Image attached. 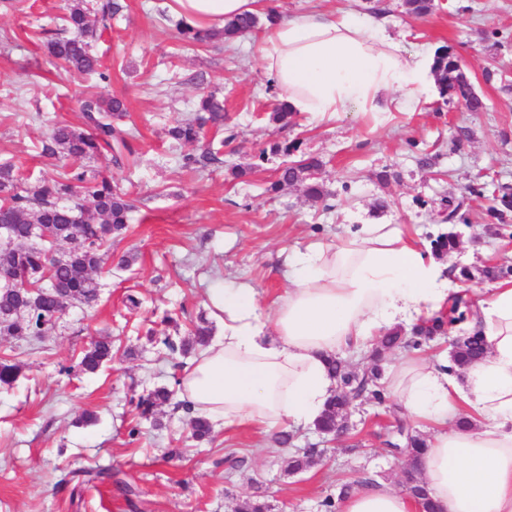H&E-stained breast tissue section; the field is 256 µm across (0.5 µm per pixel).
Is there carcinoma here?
<instances>
[{"label": "carcinoma", "instance_id": "1", "mask_svg": "<svg viewBox=\"0 0 512 512\" xmlns=\"http://www.w3.org/2000/svg\"><path fill=\"white\" fill-rule=\"evenodd\" d=\"M122 10L119 0H71L64 18L69 36L55 37L47 42L50 55L66 71L95 75L105 81L108 75L101 70L98 58L92 53V43L97 39L98 25L106 24ZM158 15L168 22L188 43L199 44L217 38L232 41L264 26L260 16L251 14L227 22L220 31L197 28L182 18H174L164 8H157ZM435 74L439 93L448 100L464 104L471 112L483 109L484 103L476 93L459 57L448 47L435 52ZM125 117L123 102L118 98L98 95L80 100V125L56 124L43 144V153L49 157L63 156L68 166L53 182L26 183L18 175V167L5 162L0 164V224L10 226V239L0 242V336L32 338L44 336L74 303L91 305L98 300L101 283L98 274L112 260V238L127 228L129 215L134 209L128 193L106 177L98 179L88 175L82 160L106 152L115 165L123 164L125 156L134 154V146L126 132L114 124ZM224 121V104L212 94L200 97L193 117L168 130L176 142L194 146L200 141L208 125L219 127ZM220 151L211 148L197 155H181V166L192 168L206 161H218ZM323 166L313 156H303L292 161L278 173L273 188L280 189L295 183L304 185L306 195L313 200L324 198L318 175ZM489 211L504 221L512 214V193L495 195ZM39 224H54L60 228L58 242L69 244L64 249V261L56 264L47 257L45 247L34 243V233ZM458 245L457 234L450 230L439 234L433 241L434 252L446 255ZM512 268L503 264L486 265L473 270L467 266L459 271L465 281L475 279V274L494 280L507 275ZM464 299L456 297L448 310V318H433L421 325L420 333L426 339L445 332V326L464 318L460 305ZM211 335L209 328L198 326L192 336L174 342L164 338L171 353L187 355L197 346H203ZM486 354L484 337L476 334L462 340L453 353L454 364L459 368L481 361ZM112 361V341L102 337L91 343L82 358L88 372H95ZM329 366L336 382L347 386L353 398L370 402L385 401L382 369L375 364L366 373H354L345 362L334 356ZM20 366L9 358L0 357V386H10L19 375ZM174 391L157 387L139 397L136 409L148 418L155 409L172 399ZM344 401L331 398L324 415L317 421L324 433H332L336 420L344 413ZM414 452L407 458V474L416 479L420 448L425 446L422 436H411ZM317 455L310 449L301 456L286 460L289 471L301 470Z\"/></svg>", "mask_w": 512, "mask_h": 512}]
</instances>
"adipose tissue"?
I'll return each instance as SVG.
<instances>
[{
  "label": "adipose tissue",
  "mask_w": 512,
  "mask_h": 512,
  "mask_svg": "<svg viewBox=\"0 0 512 512\" xmlns=\"http://www.w3.org/2000/svg\"><path fill=\"white\" fill-rule=\"evenodd\" d=\"M260 0H173L188 24L222 28ZM264 76L291 112H410L434 84L433 59L374 17L279 15L260 39ZM288 287L261 309L246 283L211 289L223 334L184 370L180 397L198 415L270 431L315 425L336 388L326 359L439 315L461 290L397 224H361L340 242L279 254ZM472 329L488 351L452 371L447 360L401 359L388 390L410 417L432 423L421 479L440 512H512V282L477 301ZM338 512H418L387 482L357 487Z\"/></svg>",
  "instance_id": "1"
}]
</instances>
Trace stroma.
I'll return each mask as SVG.
<instances>
[{
	"label": "stroma",
	"mask_w": 512,
	"mask_h": 512,
	"mask_svg": "<svg viewBox=\"0 0 512 512\" xmlns=\"http://www.w3.org/2000/svg\"><path fill=\"white\" fill-rule=\"evenodd\" d=\"M121 2L123 11L93 44L110 76L103 82L62 72L48 55L45 33L62 28L70 0H0V161H13L31 182L57 179L63 162L42 156L41 142L53 123L77 122L88 94L124 101L121 126L137 152L122 168L106 153L85 162L137 201L126 232L112 241L114 255L132 256L131 266L103 273L98 303L70 306L41 339L0 337V355L21 366L14 385L0 387V512H234L252 497L269 512H322V501L345 484L401 486L405 458L387 454L385 440L401 425L430 431L403 411L350 404L349 434L291 474L286 459L319 441L314 430H294L283 445L273 431L218 424L200 444L182 405H162L147 420L133 401L173 385L191 361L169 354L165 336H188L202 319L212 337L222 335L208 300L218 282H249L269 306L288 286L277 252L335 242L346 225L405 224L428 243L443 230L437 210L451 196L462 201L464 220L453 226L460 244L448 266H512V221L488 211L491 194L512 186V0H435L422 17L408 14L405 0L379 4L408 49L446 46L460 56L482 111L434 93L382 123L368 112L331 121L305 113L288 127L272 119L284 94L266 82L256 40L188 48L158 23L156 0ZM204 91L223 99L224 123L236 138L220 162L186 170L184 149L168 131ZM294 140L324 162L323 200L299 185L271 189L284 158L269 148ZM238 167L247 175L234 177ZM383 170L384 183L377 179ZM381 198L388 206L379 210ZM132 297L138 307L129 305ZM167 316L172 324H164ZM99 336L111 337L112 361L83 371V353ZM86 411L95 422L80 423ZM95 466L133 486L134 501L107 484L60 481Z\"/></svg>",
	"instance_id": "stroma-1"
}]
</instances>
